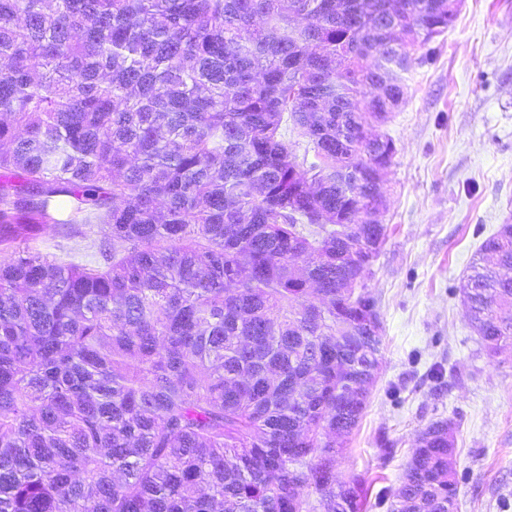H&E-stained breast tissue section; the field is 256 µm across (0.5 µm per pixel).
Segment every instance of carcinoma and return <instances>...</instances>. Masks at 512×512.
I'll return each mask as SVG.
<instances>
[{"mask_svg":"<svg viewBox=\"0 0 512 512\" xmlns=\"http://www.w3.org/2000/svg\"><path fill=\"white\" fill-rule=\"evenodd\" d=\"M448 0H0V512H365L336 454L384 338L365 135ZM364 102L365 111L357 106ZM315 161L299 158L288 131ZM98 226L93 260L43 254ZM512 269V224L480 246ZM487 352L512 278L462 285ZM390 512H456L448 422Z\"/></svg>","mask_w":512,"mask_h":512,"instance_id":"carcinoma-1","label":"carcinoma"}]
</instances>
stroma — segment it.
Segmentation results:
<instances>
[{
	"mask_svg": "<svg viewBox=\"0 0 512 512\" xmlns=\"http://www.w3.org/2000/svg\"><path fill=\"white\" fill-rule=\"evenodd\" d=\"M413 56L404 102L369 126L396 148L387 238L363 275L386 350L336 474L362 476L366 512H389L417 435L448 420L459 512H512V345L483 349L460 292L484 239L512 223V0H462Z\"/></svg>",
	"mask_w": 512,
	"mask_h": 512,
	"instance_id": "stroma-1",
	"label": "stroma"
}]
</instances>
